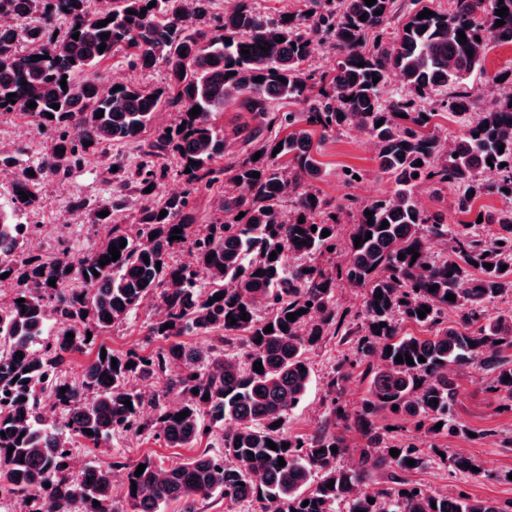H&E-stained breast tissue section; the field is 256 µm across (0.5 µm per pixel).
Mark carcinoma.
Wrapping results in <instances>:
<instances>
[{
	"instance_id": "obj_1",
	"label": "carcinoma",
	"mask_w": 512,
	"mask_h": 512,
	"mask_svg": "<svg viewBox=\"0 0 512 512\" xmlns=\"http://www.w3.org/2000/svg\"><path fill=\"white\" fill-rule=\"evenodd\" d=\"M396 3L304 0L288 20L259 10L252 0H236L222 13L214 11L213 0L192 12L186 0H106L103 6L99 0H0V13L14 12L20 20L15 29L0 30V115L30 117L50 142L31 168L0 152V168L19 172L12 210L0 209V276L8 274L3 282L12 285L10 303L0 307V503L20 500L32 512V502L43 495L50 512H165L174 501L219 494L255 503L259 512H336L340 505L344 512H512V500L433 493L406 477L447 453L439 440L469 437L455 413L457 371L481 368L490 375L491 391L512 401V379L503 381L512 376V310L489 309L512 296V96L485 110L464 87L490 46L512 39V0H450V8L434 7L422 19V0H410L400 16ZM502 6L508 8L503 18L496 15ZM500 18L505 24L498 27ZM263 45L269 51L260 50ZM325 46L336 52V70L307 72L305 62ZM120 50L134 69L164 68L166 83H128L112 91L98 67ZM392 74L405 93L384 101ZM235 100L258 123L241 130L246 156L224 166L216 117ZM282 100L302 108L274 111ZM31 102L36 107H27ZM196 106L201 112L194 117ZM162 108L175 111V118L156 126ZM450 115L465 119L451 151L445 135ZM275 126L287 133L265 135ZM350 127L369 137L378 171L393 191L335 204L311 188L321 175L316 153L318 144ZM140 141L147 161L123 183L140 201L136 230L114 223L112 214L125 201L108 197L78 205L102 229L89 251L64 248L52 259L25 251L35 225L19 213L33 211L45 180L66 175L113 143ZM172 171L187 188L161 196L157 190ZM425 185L455 188L454 222L445 211L421 207L417 193ZM215 188L220 216L201 227L189 213V198ZM484 195L501 198L503 207L475 208ZM101 211L109 215L101 217ZM346 216L350 231L344 238ZM176 228L181 239L172 241ZM122 238L119 259L101 265ZM432 239L448 243V254H433ZM411 248L419 253L415 260ZM184 250L192 256L189 263L174 259ZM338 251L340 261H319ZM340 286L363 290L352 315L336 305ZM449 293L456 299H446ZM151 296L157 304L145 344L163 345L120 354L108 347L101 357L97 338ZM426 307L431 312L418 317ZM301 309L305 313L296 320L287 319ZM167 323L172 327L164 328ZM68 333L74 337L66 338ZM188 335H207L210 343L189 347L180 341ZM327 336L354 337L352 354L329 383L324 423L313 434H291L288 420L312 376L307 353ZM95 347L80 379L67 381L63 369L72 354ZM405 354L413 364L395 361ZM256 362L262 363L260 373ZM353 376L368 388L351 413L336 387ZM134 378L152 382L153 390L132 389ZM171 395L174 405L167 402ZM183 411L188 416L180 420ZM386 413L413 422L421 439L394 435L380 421ZM350 420L364 448L345 467L338 460L347 441L336 428L349 430ZM146 432L169 448H192L218 433L221 446L168 466L143 458L142 474L128 469L122 504L112 498V464L85 467L81 481L63 467L79 441L98 448L114 434ZM392 448L398 456L390 455ZM410 459L415 465L407 464ZM449 462L465 476L478 466L465 455Z\"/></svg>"
}]
</instances>
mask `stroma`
I'll return each mask as SVG.
<instances>
[{"instance_id": "obj_1", "label": "stroma", "mask_w": 512, "mask_h": 512, "mask_svg": "<svg viewBox=\"0 0 512 512\" xmlns=\"http://www.w3.org/2000/svg\"><path fill=\"white\" fill-rule=\"evenodd\" d=\"M508 67H512V45H494L487 53L481 70L467 79V91L482 102L497 96L499 88L492 83L491 77ZM100 72L107 84L134 82L158 87L166 81L164 69L144 72L132 69L122 52L115 53L102 63ZM0 140L5 143L6 152L23 148V160L27 163L37 161L44 150L43 139L34 123L19 115L0 116ZM110 156L105 154L85 162L68 173L57 191L42 193L37 208L28 220L41 227L54 226L55 233L42 241L39 254L49 256L56 253L58 241L62 238L67 240L75 254L86 251L95 241L91 224L82 213L71 211L70 203L77 197L98 201L109 196L113 185L105 181L102 172ZM318 159L322 178L314 182L313 187L323 197L336 202L348 194L371 199L392 190L391 182L376 170L373 148L367 135L350 130L330 137L320 145ZM348 168L360 172L359 181L352 184L344 182L343 172ZM153 310V300H145L126 323L114 326L111 333L103 335L104 345L117 353L142 347L144 324L152 316ZM349 351L348 345L332 336L309 351L312 379L304 400L291 414L288 422L290 433L310 434L319 427L326 409L328 383L333 370ZM457 381L460 385L458 417L476 432L477 437L473 440L451 437L445 439L444 444L449 455L472 457L480 463L483 472L469 477L455 475L446 465L437 462L412 473L411 479L431 492L452 493L461 489L478 498L499 501L512 499V407L504 406L497 395L490 392L487 377L477 367L465 368ZM208 447L209 443L205 440L193 449L168 448L161 441L146 435L138 438L116 435L105 446L96 449L80 446L75 448L74 453L84 462L96 457L113 463L112 497L121 503L126 497L124 477L128 467L147 456L165 465L174 464L193 454L203 453Z\"/></svg>"}]
</instances>
